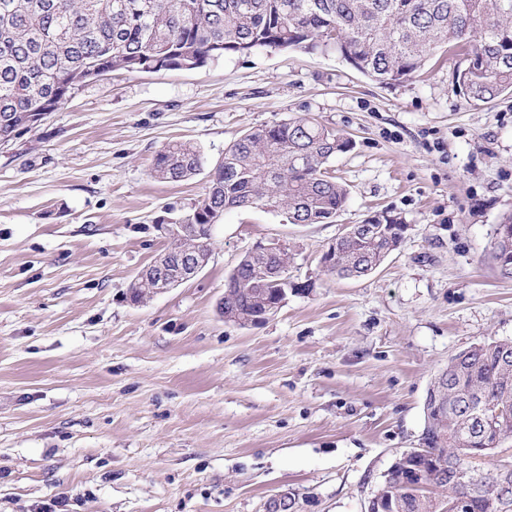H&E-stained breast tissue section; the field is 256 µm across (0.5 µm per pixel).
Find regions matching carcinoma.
<instances>
[{"label":"carcinoma","mask_w":512,"mask_h":512,"mask_svg":"<svg viewBox=\"0 0 512 512\" xmlns=\"http://www.w3.org/2000/svg\"><path fill=\"white\" fill-rule=\"evenodd\" d=\"M255 47L331 51L384 86L405 83L437 52L460 48L464 59L452 80L471 101L512 94V0H0V138L29 129L32 114L58 109L90 70H193ZM349 147L307 115L246 132L211 171L206 196L179 220L193 228L169 250H208V236L194 225L232 209L266 207L291 224L332 223L349 190L327 165ZM202 168L199 150L180 142L157 153L152 172L181 182ZM395 223L386 221L373 239L336 240L324 272L376 271L399 247ZM489 256L512 278L511 215L497 225ZM288 264L286 248L246 252L227 277L224 307L243 318L263 313L291 286L266 269L286 272ZM432 390L444 407L425 416L426 454L401 453L385 475L388 490L404 512H436L441 498H465L469 512H485L500 468H477L467 452L512 438V340L483 342L465 360H448ZM418 464L426 467L427 490L408 478ZM457 470L469 477L456 479Z\"/></svg>","instance_id":"obj_1"}]
</instances>
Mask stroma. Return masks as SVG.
Segmentation results:
<instances>
[{"label":"stroma","instance_id":"35a3bbf8","mask_svg":"<svg viewBox=\"0 0 512 512\" xmlns=\"http://www.w3.org/2000/svg\"><path fill=\"white\" fill-rule=\"evenodd\" d=\"M438 53L381 86L336 54L266 47L190 71L85 83L0 147V512H365L449 358L512 340V278L489 259L512 215V96L471 102ZM309 115L351 142L329 162L350 191L330 224L224 213L191 281L130 300L166 248L160 224L203 198L243 133ZM172 141L204 166L152 176ZM381 214L400 247L359 279L321 256ZM288 247L289 293L264 323L217 306L241 255Z\"/></svg>","mask_w":512,"mask_h":512}]
</instances>
